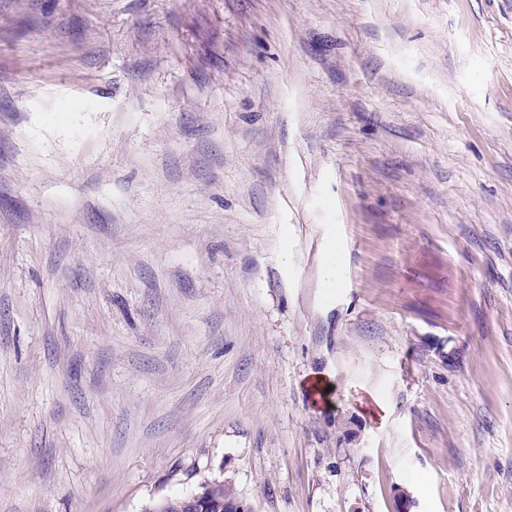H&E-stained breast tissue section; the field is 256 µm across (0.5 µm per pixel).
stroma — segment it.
<instances>
[{
  "instance_id": "stroma-1",
  "label": "stroma",
  "mask_w": 512,
  "mask_h": 512,
  "mask_svg": "<svg viewBox=\"0 0 512 512\" xmlns=\"http://www.w3.org/2000/svg\"><path fill=\"white\" fill-rule=\"evenodd\" d=\"M222 479L512 512V0H0V512Z\"/></svg>"
}]
</instances>
